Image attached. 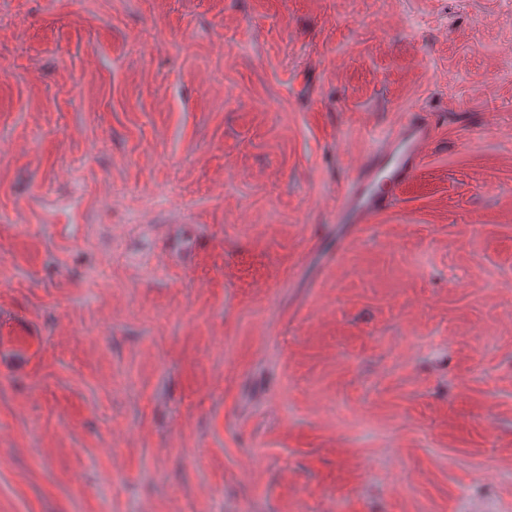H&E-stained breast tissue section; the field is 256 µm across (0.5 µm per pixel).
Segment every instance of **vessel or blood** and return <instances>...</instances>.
Here are the masks:
<instances>
[{
    "label": "vessel or blood",
    "mask_w": 512,
    "mask_h": 512,
    "mask_svg": "<svg viewBox=\"0 0 512 512\" xmlns=\"http://www.w3.org/2000/svg\"><path fill=\"white\" fill-rule=\"evenodd\" d=\"M432 136L426 114L411 113L397 129L375 137L342 196L346 224H367L388 210L417 177L422 149Z\"/></svg>",
    "instance_id": "b4317fda"
}]
</instances>
